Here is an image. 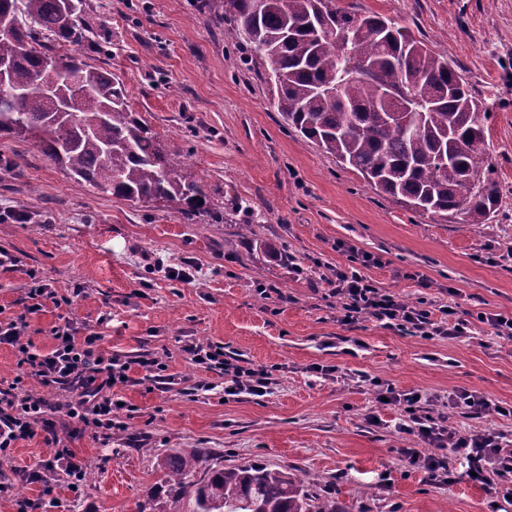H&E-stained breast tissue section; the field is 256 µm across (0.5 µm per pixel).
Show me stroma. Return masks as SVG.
Masks as SVG:
<instances>
[{"label": "stroma", "mask_w": 512, "mask_h": 512, "mask_svg": "<svg viewBox=\"0 0 512 512\" xmlns=\"http://www.w3.org/2000/svg\"><path fill=\"white\" fill-rule=\"evenodd\" d=\"M377 13L446 55L489 114L485 147L502 194L485 224L422 214L373 189L354 169L299 137L274 105L263 66L228 43L215 12L197 0H86V20L110 44L85 47L88 62L116 73L131 109L188 174L207 181L216 206L239 195L249 210L230 223L187 220L76 184L28 143L0 136V249L20 260L0 269V310L19 312L27 269L59 292L83 286L72 316L99 328L103 348L152 355L178 386L122 388L133 417L109 439L69 438L83 468L78 492L55 476L47 512H136L159 481L158 458L209 449L208 464L288 466L329 484L334 512H488L487 490L449 457L453 483L429 484L402 451L399 407L376 400V382L447 399L481 392L512 406V339L478 314L512 315V0H336ZM276 246L267 253L264 243ZM380 266L379 288L413 302L425 297L469 319L468 336L422 338L366 318L340 319L329 281L347 248ZM165 267L192 265V283ZM107 326H98L103 313ZM220 343L242 366L273 374V392L224 399L222 377L194 364L184 347ZM334 373H316V366ZM53 454L42 435L18 441L0 462V512L37 497L23 470Z\"/></svg>", "instance_id": "obj_1"}]
</instances>
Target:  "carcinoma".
<instances>
[{"label":"carcinoma","mask_w":512,"mask_h":512,"mask_svg":"<svg viewBox=\"0 0 512 512\" xmlns=\"http://www.w3.org/2000/svg\"><path fill=\"white\" fill-rule=\"evenodd\" d=\"M220 11L224 39L246 44L270 66L276 107L302 137L355 169L376 191L432 216L484 224L500 193L484 148L489 113L448 58L405 27L357 15L335 0H204ZM85 0H0V135L29 143L78 184L134 203H164L189 217L220 219L208 185L183 172L127 101L120 78L83 59L96 31ZM351 32L348 47L336 33ZM356 63L373 74L346 79ZM64 64L75 87L45 88ZM98 120L88 133L61 116L63 96ZM207 453H171L157 463L192 512H335L286 467L209 469Z\"/></svg>","instance_id":"carcinoma-1"}]
</instances>
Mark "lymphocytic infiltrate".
<instances>
[{
    "label": "lymphocytic infiltrate",
    "mask_w": 512,
    "mask_h": 512,
    "mask_svg": "<svg viewBox=\"0 0 512 512\" xmlns=\"http://www.w3.org/2000/svg\"><path fill=\"white\" fill-rule=\"evenodd\" d=\"M371 261V256H363L360 266L340 267L334 274L331 286L340 302L343 322L353 324L371 317L386 327L427 338L454 339L467 335L469 320L457 316L451 306L425 298L409 303L378 288L362 271ZM27 276L28 302L23 314L0 319V344L11 346L18 354L17 375L7 386H0V456H9L17 441L38 434L53 446L50 459L23 474L26 482L40 485L39 496L15 501L16 512H44L45 502L55 490L51 473L62 472L76 484L82 481L84 473L73 450L58 435L55 406L45 398L27 394L23 389L25 379L32 378L43 387L70 393L64 410L73 425V433L91 429L107 436L113 428L122 427V413L133 410L117 394L119 388L133 384L132 367L141 368L145 380L162 391L173 388L174 378L157 358L146 355L130 358L106 352L98 332L67 316L51 329L52 349L46 353L36 350L26 337L27 315L42 312L49 304L58 310L69 308L73 297L80 295L82 289L77 286L71 293L61 294L44 283L37 270L28 269ZM186 352L196 365L223 376L225 398L243 394L262 397L271 390L268 369L233 363L222 345L192 344ZM377 395L387 398L389 404L400 406L403 420L398 430L414 442L403 454L426 472L429 483L450 480L448 457L453 454L465 460L477 483L495 497L512 503V442L506 441L503 434L487 430L460 433L437 411V397L419 390L400 392L382 386ZM422 445L431 447V455H418L417 449Z\"/></svg>",
    "instance_id": "obj_1"
}]
</instances>
